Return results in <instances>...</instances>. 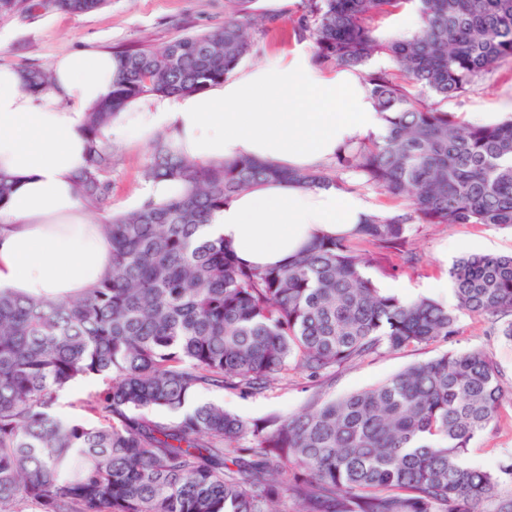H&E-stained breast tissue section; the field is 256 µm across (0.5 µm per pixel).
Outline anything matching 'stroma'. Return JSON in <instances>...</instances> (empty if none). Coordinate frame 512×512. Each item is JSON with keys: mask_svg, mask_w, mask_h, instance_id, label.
Listing matches in <instances>:
<instances>
[{"mask_svg": "<svg viewBox=\"0 0 512 512\" xmlns=\"http://www.w3.org/2000/svg\"><path fill=\"white\" fill-rule=\"evenodd\" d=\"M257 9L267 18V30L257 36L251 62L298 48L292 33L300 15L302 0H288L273 7L270 0H257ZM225 17V0H109L91 13L72 15L63 11H34L0 19V65L24 68L49 66L64 51L102 49L115 51L128 47H158L188 33L220 26ZM449 114L462 116L485 112L490 118L512 116V59L500 61L475 88L445 105ZM114 168L112 193L108 201L95 207L96 217L133 209L146 187L143 169L151 155L150 144L116 139L112 142ZM357 249L369 264L365 273L378 288L410 298L427 297L455 306L453 288L443 287L454 260L473 253L511 254L512 228L489 224H413L407 244L419 257L408 265L402 254L360 241ZM478 348L498 363L506 386L512 388V342L497 336L483 318L460 314L458 333L448 342L401 351L381 350L329 372L322 380L325 397L337 398L402 371L409 365L440 356L447 351ZM314 389L304 373L290 372L287 381L260 393L243 395L227 389L199 391L195 400L213 402L249 419L276 413L288 415L307 404ZM512 454V403H504L493 430L474 441L468 455L470 464L494 468L505 455Z\"/></svg>", "mask_w": 512, "mask_h": 512, "instance_id": "stroma-1", "label": "stroma"}]
</instances>
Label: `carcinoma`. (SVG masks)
Listing matches in <instances>:
<instances>
[{
  "instance_id": "carcinoma-1",
  "label": "carcinoma",
  "mask_w": 512,
  "mask_h": 512,
  "mask_svg": "<svg viewBox=\"0 0 512 512\" xmlns=\"http://www.w3.org/2000/svg\"><path fill=\"white\" fill-rule=\"evenodd\" d=\"M256 2L226 0L220 27L117 52L112 100L87 124L79 187L90 203L112 192L104 128L135 99L223 82L253 51ZM107 3L51 0L73 15ZM407 3L425 27L404 40L378 38L369 19ZM43 4L0 0V18ZM293 32L313 41L318 63L364 71L388 135L315 171L199 163L156 135L144 178L181 191L103 221L112 264L86 295L0 289V512L25 503L41 512H512V455L493 470L465 463L512 402L482 349L447 352L339 398L317 393L288 416L249 420L190 405L202 388L256 394L295 369L317 380L379 349L446 342L460 311L512 340V255L457 259L449 308L376 287L353 246L372 242L415 265L406 250L412 220L512 227V118L474 126L443 109L512 58V0H304ZM379 54L404 81L368 68ZM24 74L30 88L49 80L42 67ZM344 173L406 195L411 214L373 216L355 238L322 240L269 269L241 265L222 238L197 237L214 211L260 181L344 186ZM91 376L108 380L86 402L96 422L57 417L59 392Z\"/></svg>"
}]
</instances>
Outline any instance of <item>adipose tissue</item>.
<instances>
[{
    "label": "adipose tissue",
    "mask_w": 512,
    "mask_h": 512,
    "mask_svg": "<svg viewBox=\"0 0 512 512\" xmlns=\"http://www.w3.org/2000/svg\"><path fill=\"white\" fill-rule=\"evenodd\" d=\"M49 68V83L34 90L22 70L0 67V171L13 180L0 203V288L58 298L92 288L112 259L75 177L87 161L88 112L111 97L118 61L83 49L58 55ZM161 130L202 163L248 158L318 170L340 148L382 138L386 122L358 71L322 70L310 51L295 49L238 66L203 93L136 101L106 135L145 142ZM373 214L359 191L268 179L225 203L199 235L223 239L245 264L285 265L323 238L353 233Z\"/></svg>",
    "instance_id": "adipose-tissue-1"
}]
</instances>
